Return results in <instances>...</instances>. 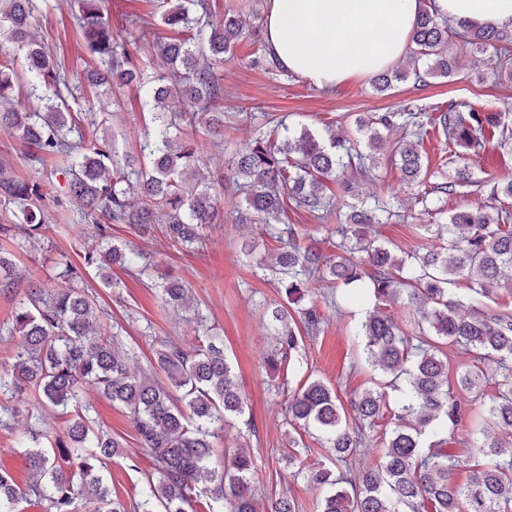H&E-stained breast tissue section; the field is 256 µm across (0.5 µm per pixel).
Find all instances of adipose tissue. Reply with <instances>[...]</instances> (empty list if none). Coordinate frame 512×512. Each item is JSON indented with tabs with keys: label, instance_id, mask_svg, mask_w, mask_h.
Here are the masks:
<instances>
[{
	"label": "adipose tissue",
	"instance_id": "obj_1",
	"mask_svg": "<svg viewBox=\"0 0 512 512\" xmlns=\"http://www.w3.org/2000/svg\"><path fill=\"white\" fill-rule=\"evenodd\" d=\"M425 9L512 28V0H271L265 38L283 68L333 88L402 60Z\"/></svg>",
	"mask_w": 512,
	"mask_h": 512
}]
</instances>
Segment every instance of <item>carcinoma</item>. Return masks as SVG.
Returning a JSON list of instances; mask_svg holds the SVG:
<instances>
[{"instance_id":"1","label":"carcinoma","mask_w":512,"mask_h":512,"mask_svg":"<svg viewBox=\"0 0 512 512\" xmlns=\"http://www.w3.org/2000/svg\"><path fill=\"white\" fill-rule=\"evenodd\" d=\"M100 3L76 0L72 14L92 54L76 95L69 69L32 34L34 0H0V34L12 46L0 47V130L26 144L29 165L64 177L54 204L94 224L95 237L106 239L114 224L146 236L159 224L171 243L202 252L210 227L224 223V173L201 175L206 164L195 133L203 115L207 133L224 137V113L208 108L224 99V60L243 37L241 22L231 14L214 17L210 0H149L150 12L126 15L114 27ZM157 21L173 36L157 35ZM128 35L152 41L150 53H131ZM454 38L486 51L512 43V29L453 23L425 10L412 32L409 67L372 76L373 88L384 93L410 78L425 84L452 77ZM18 54L27 67H16ZM133 84L145 88L141 106L153 112L154 125L139 145V157L119 158L112 155V142L98 136L112 114L95 110L94 98L107 87L118 103ZM16 90L33 103L32 110L12 109ZM463 108L452 102L436 115L417 107L373 115L357 121L355 140H324L305 128L292 133L278 120L232 157L231 184L243 195L235 222L261 224L282 243L271 271L286 303L263 311L274 342L264 368L282 377L281 387L302 367V334H317L323 323L315 306H301L309 280L327 279L352 301L362 299L363 290L374 299L357 331L369 386L345 403L320 379L302 380L288 394L286 423L318 433L336 461L334 470H306L308 482L324 491L319 512H512V311L466 312L451 289L463 284L482 297L498 288L512 292V211L461 207L443 223L423 224L425 233L446 239V245L423 253L400 254L367 236L381 216H394L378 197L352 207L336 226L331 254L301 245L295 226L280 225L290 202L320 220L334 211L324 181L353 192L348 171L370 174L386 144L384 133L393 128L406 133L391 151L405 184L425 183L428 169L419 146L435 129L448 142L452 170L433 191L465 193L476 185L468 156L484 153L495 138L512 146V129L505 127L502 112ZM486 187L495 200L512 199V179L488 180ZM45 199L39 182L0 163V208L15 217L0 224V291L15 288L13 250L42 229ZM414 203L424 216L443 213L427 191L415 194ZM138 256L110 245L86 251L84 261L107 282L112 264H130ZM159 287L164 306L190 309L184 284L163 279ZM393 303L411 312L409 326L393 319ZM107 316L84 288L32 282L17 299L9 333L21 336L23 344L0 364V397L57 412L67 426L60 435L30 429L32 481L22 490L1 470L0 512H13L15 502L31 494L47 502L46 512H78L80 500L89 512H187L195 505L206 512H298L286 495L258 507L252 484L256 460L246 451L229 447L224 469L209 466L213 440L244 418L246 398L222 339L210 332L200 311L191 309L188 317L198 327L197 344L186 348L167 336L156 339L154 362L139 374L130 369L133 351L122 336L104 328ZM446 346L463 350L471 363L450 371ZM494 371L502 382L487 399L484 383ZM92 393L123 408L153 460L137 499L112 495L104 482L103 471L122 453V443L94 429ZM466 416L471 429L465 444L476 449L477 458L468 482L455 485L452 473L460 460L448 450V425ZM375 438L380 460L353 470L350 460Z\"/></svg>"}]
</instances>
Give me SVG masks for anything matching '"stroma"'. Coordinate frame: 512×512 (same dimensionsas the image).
I'll use <instances>...</instances> for the list:
<instances>
[{
	"label": "stroma",
	"mask_w": 512,
	"mask_h": 512,
	"mask_svg": "<svg viewBox=\"0 0 512 512\" xmlns=\"http://www.w3.org/2000/svg\"><path fill=\"white\" fill-rule=\"evenodd\" d=\"M213 3L216 15L230 13L242 20L244 36L236 42L230 61L224 64V139L203 140L208 169H228L232 153L264 130L270 117L324 138L332 132L355 133L356 119L374 113L394 112L406 105L440 112L455 101L478 112L504 113L506 124L512 127V81L494 83L484 78L494 66L493 52L464 49L457 54L459 67L453 79L433 80L425 86L400 82L393 90L380 93L373 89L369 78L361 77L321 90L300 77H289L271 59L258 58V40L264 35L270 0ZM37 4L39 38L65 59L72 74H81L90 55L72 22V0H37ZM100 103L111 109L112 125L107 134L117 151L136 152L146 129L153 125V114L142 109L137 91H126L123 103L118 105L108 95L101 96ZM470 165L476 186L467 194L444 200L446 211L465 205H488L484 180L512 179L510 150L490 148L472 158ZM329 191L335 196V216L320 221L307 211L292 208L287 213V223L311 238L324 239L352 206L376 195L391 202L396 216L372 227V238L392 242L405 251L431 246V238L421 229L420 219L410 206L411 191L403 184L389 154L380 155L371 175L358 179L354 195L340 194L334 185ZM240 203L238 193L225 190L221 204L226 220L212 226L208 246L201 252L171 245L159 232L141 237L127 225H113L112 243L138 250L143 253L144 262L127 269L113 267V286H106L92 269L85 272L84 284L96 293L113 321L122 325L126 345L137 353L136 366L145 369L155 337L169 336L188 347L196 342L195 325L187 321L183 311L161 308L155 288L158 274L164 271L184 281L208 326L223 336L225 353L247 398L245 417L251 429L244 436L257 461L252 482L259 498L267 501L287 494L298 501L300 512H318L319 491L306 477L288 476L287 456L295 454L297 462L305 467L320 463L331 468L335 462L311 434H303L297 448L288 445L289 426L284 422L287 398L262 363L271 347L263 327V307L284 300L266 269L279 243L264 234L259 225L232 222L231 216ZM78 221L75 215L61 220L54 210H47L37 245L16 253L17 270L23 279H38L49 288L63 286L54 262L64 254L73 264H81L83 240L76 229ZM307 287L324 323L319 335L304 338L301 344L303 365L299 376L329 382L342 399H349L366 386L370 376L363 362L362 345L352 334L365 309L347 302L327 280H310ZM91 403L97 429L124 445L123 455L114 457L105 470V481L113 494L123 500L136 498L152 470L151 460L142 451L123 410L101 397L92 398ZM33 426L59 432L65 422L54 412H40L32 418L24 409L13 415L0 411V468L22 487L29 483L30 473L21 442Z\"/></svg>",
	"instance_id": "stroma-1"
}]
</instances>
